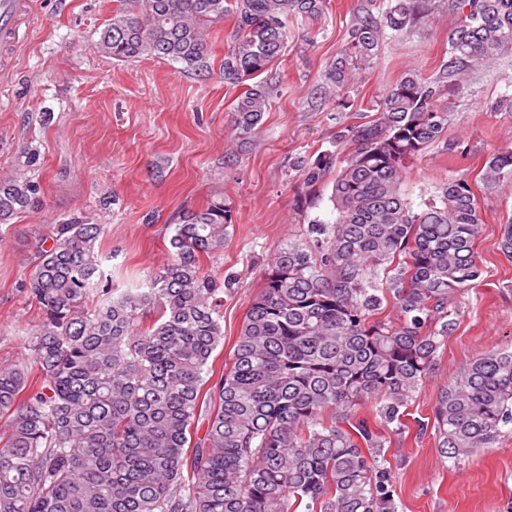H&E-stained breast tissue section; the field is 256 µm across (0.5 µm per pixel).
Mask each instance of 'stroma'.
<instances>
[{"instance_id":"obj_1","label":"stroma","mask_w":512,"mask_h":512,"mask_svg":"<svg viewBox=\"0 0 512 512\" xmlns=\"http://www.w3.org/2000/svg\"><path fill=\"white\" fill-rule=\"evenodd\" d=\"M368 0H329L325 13L294 22L287 48L268 79L278 87L256 137L230 144L238 86L217 70L202 77L166 61L118 62L96 48L115 0H40L20 40L0 52V177L21 174L28 144L38 145L42 185L38 208L0 229V365L17 361L19 333L38 307L23 285L36 246L59 220L84 217L102 224L103 265L116 288H130L167 257L182 215L224 198L231 209L224 248L211 261L233 276L224 294V362L240 330L270 255L300 238L309 222L330 219L328 191L314 205L299 159L334 150L347 126L407 73L437 77L448 58L455 19L448 0H431L430 14L403 34H387L374 64L325 93L328 73ZM512 91V57L481 74L464 92L446 95L448 132L417 162L406 190L430 195L448 174L475 178L494 151L512 148V114L495 109ZM52 113L43 125V113ZM235 160H228L227 151ZM484 224L476 241L483 275L460 299L461 313L441 346L429 377L409 399L406 430L387 453L399 512H512V432L490 447L453 461L441 456L431 417L436 395L471 360L512 351V261L499 250L501 227L512 218V186L479 191Z\"/></svg>"}]
</instances>
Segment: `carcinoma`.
<instances>
[{
  "mask_svg": "<svg viewBox=\"0 0 512 512\" xmlns=\"http://www.w3.org/2000/svg\"><path fill=\"white\" fill-rule=\"evenodd\" d=\"M327 0H121L97 48L211 74L207 30L233 22L220 73L235 98V141L254 138L274 86L262 74L290 25ZM428 0H389L385 24L354 18L328 79L377 58L385 30L427 16ZM456 27L434 80L409 73L353 125L341 152L298 162L318 191L330 173L335 218L267 262L220 378L207 386L224 342L223 278L204 259L224 249L231 210L214 199L183 215L166 263L139 288L109 285L96 244L105 225L64 220L39 239L24 285L39 320L24 356L0 366V512H398L386 425L430 375L480 280L474 248L483 224L472 183L448 178L415 203L407 179L448 131L438 101L475 72L512 56V0H448ZM30 175L0 179V227L41 203L38 147L20 156ZM485 190L512 185V150L485 160ZM500 252L512 260V218ZM205 429H200V426ZM512 426V352L476 357L433 407L438 448L459 460Z\"/></svg>",
  "mask_w": 512,
  "mask_h": 512,
  "instance_id": "carcinoma-1",
  "label": "carcinoma"
}]
</instances>
